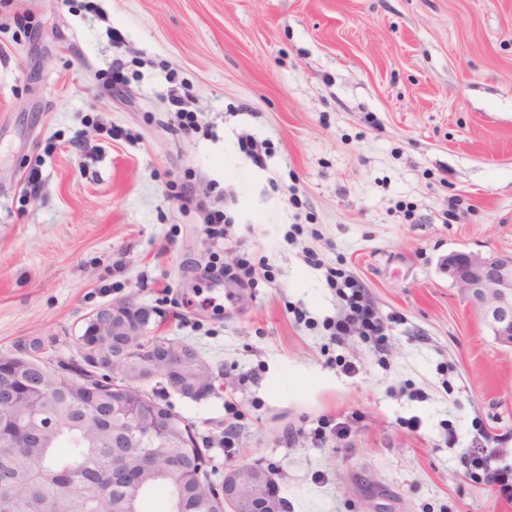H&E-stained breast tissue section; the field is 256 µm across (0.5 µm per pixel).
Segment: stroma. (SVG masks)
I'll use <instances>...</instances> for the list:
<instances>
[{
	"instance_id": "stroma-1",
	"label": "stroma",
	"mask_w": 512,
	"mask_h": 512,
	"mask_svg": "<svg viewBox=\"0 0 512 512\" xmlns=\"http://www.w3.org/2000/svg\"><path fill=\"white\" fill-rule=\"evenodd\" d=\"M116 58L130 92L99 97ZM452 251L512 252V0H0V353L71 359L97 308H155L218 376L199 401L153 389L213 482L260 462L287 512H512L461 460L512 467V349ZM244 259L254 288L217 276ZM330 267L389 319L384 352L332 338Z\"/></svg>"
}]
</instances>
